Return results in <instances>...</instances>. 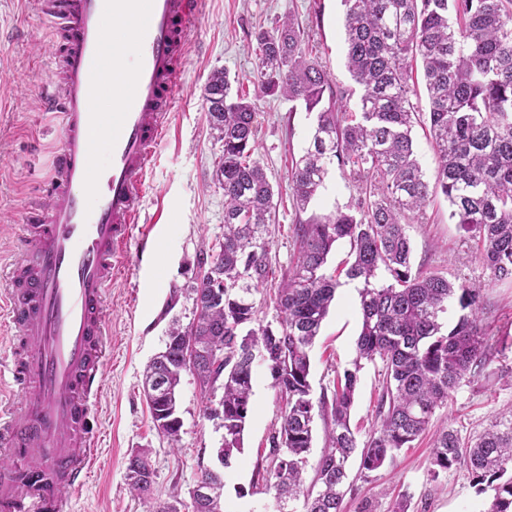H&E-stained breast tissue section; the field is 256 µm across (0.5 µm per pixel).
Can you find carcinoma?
<instances>
[{
  "label": "carcinoma",
  "mask_w": 512,
  "mask_h": 512,
  "mask_svg": "<svg viewBox=\"0 0 512 512\" xmlns=\"http://www.w3.org/2000/svg\"><path fill=\"white\" fill-rule=\"evenodd\" d=\"M347 69L354 86L324 99L329 76L307 55L305 32L293 20L256 36L254 81L266 91L317 113L311 141L292 164L289 182L298 210L337 164L357 189L354 203L294 225L296 261L276 288V324L257 319L253 293L268 282V224L274 188L252 158L256 111L232 95L227 72L205 89L209 124L223 142L217 162L224 189V241L199 266L211 277L191 288L195 315L173 322L165 348L144 371L143 388L155 429L179 440L177 394L184 374V341L193 344V377L201 391L222 390L219 419L225 467L243 448L257 361L282 402L281 425L270 440L273 469L262 475L274 498L303 499L304 512H342L346 464L373 472L413 447L438 408L475 376L492 350L483 327V288L414 267L410 224L442 194L449 219L472 243L487 285L512 284V0H341ZM421 63L428 109L418 96L414 64ZM358 96L357 110L344 101ZM429 129L436 167L419 165L412 132ZM340 242L349 246L345 277L360 284L361 330L352 367L336 374L332 396L314 401L310 351L335 300L339 275L326 272ZM224 289L216 294L213 289ZM383 364L377 424L364 441L350 416L362 363ZM328 420L315 477L304 486L315 416ZM463 468L479 491H492L484 512H512V406L480 434L451 426L435 431L430 480ZM149 453L135 452L127 478L136 496L153 492ZM198 482L211 496L191 500V512H224V476L210 469Z\"/></svg>",
  "instance_id": "cac0c4a2"
}]
</instances>
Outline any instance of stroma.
Instances as JSON below:
<instances>
[{
    "instance_id": "35a3bbf8",
    "label": "stroma",
    "mask_w": 512,
    "mask_h": 512,
    "mask_svg": "<svg viewBox=\"0 0 512 512\" xmlns=\"http://www.w3.org/2000/svg\"><path fill=\"white\" fill-rule=\"evenodd\" d=\"M288 19L309 35L312 54L327 71L330 86H351L340 0H205L189 24L177 106L156 149L128 266L106 293L111 356L93 401L100 444L87 485L70 512H154L158 503L188 500L202 470L218 466L216 450L224 431L204 418L194 377L184 374L179 388L183 426L174 444L155 430L142 389L144 368L163 349L172 321H192L198 262L224 238V192L215 177L222 144L209 126L204 100L213 73L227 71L254 104L255 157L277 191L269 224L273 279L254 295L263 322L275 320L277 281L296 259L293 224L332 213L356 195L334 165L307 210L294 208L288 174L307 145L316 116L301 103L260 90L253 79L256 33ZM55 55V24L41 0H0V260L6 262L15 256L25 213L35 203L37 183L58 147L52 131L57 118L46 112L44 102ZM409 234L415 266L482 282V269L462 231L450 223L443 196L433 199L424 222L411 225ZM485 301L484 324L494 351L484 370L452 392L447 406L434 416L435 424L452 425L465 435L482 431L512 403V285L486 289ZM360 329L358 297L337 292L310 353L313 398L331 392L337 371L351 366ZM381 370V364L368 363L360 372L351 426L361 439L375 420ZM271 383L264 368L255 370L244 449L225 471L227 512H278L273 493L258 478L270 467L269 438L281 423V402ZM141 448L148 450L156 471L154 492L144 499L131 493L127 480L130 455ZM430 456V440L424 437L375 472H361L358 459L349 460L343 512H358L365 501L375 512H386L400 494L409 498L408 512H484L489 497L477 493L466 470L454 469L430 481Z\"/></svg>"
}]
</instances>
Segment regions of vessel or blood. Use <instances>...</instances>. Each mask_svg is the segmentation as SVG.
<instances>
[{
    "mask_svg": "<svg viewBox=\"0 0 512 512\" xmlns=\"http://www.w3.org/2000/svg\"><path fill=\"white\" fill-rule=\"evenodd\" d=\"M201 0H44L61 19L48 104L59 149L0 293L18 399L0 405V512H68L99 437L91 399L106 361L105 295L179 91Z\"/></svg>",
    "mask_w": 512,
    "mask_h": 512,
    "instance_id": "obj_1",
    "label": "vessel or blood"
}]
</instances>
